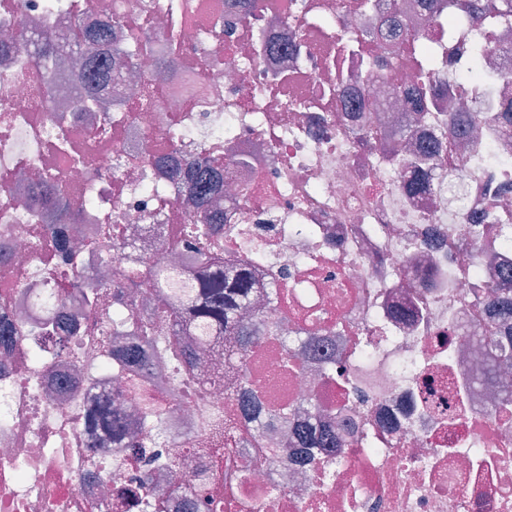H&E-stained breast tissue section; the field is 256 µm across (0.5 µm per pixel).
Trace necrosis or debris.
Listing matches in <instances>:
<instances>
[{
	"instance_id": "obj_1",
	"label": "necrosis or debris",
	"mask_w": 512,
	"mask_h": 512,
	"mask_svg": "<svg viewBox=\"0 0 512 512\" xmlns=\"http://www.w3.org/2000/svg\"><path fill=\"white\" fill-rule=\"evenodd\" d=\"M432 18L422 0H0V512H184L176 489L206 480L214 512H512V410L502 381L512 360L489 344L512 320L476 306L474 289L512 270L499 227L512 224V149L499 126L448 130V104L496 112L512 88V25L482 29L491 44L479 83L464 76L469 0ZM393 11L432 31L445 82L439 106L409 119L402 89L416 77L410 39L347 45ZM116 21L135 50L144 22L154 51L139 58L149 97L128 79L93 98L70 50L35 61L25 45L77 12ZM371 70L357 119L342 74ZM436 140L423 187L391 161L400 140ZM223 155L213 202L224 214L186 244L191 184L169 173L182 152ZM60 181L73 216L21 204L20 187ZM132 242L145 259L185 273L208 256L254 257L256 328L281 327L323 345L283 362L268 337L246 364L260 409L292 408L257 428L224 397V341L147 347L137 371L112 358L138 345L129 323L160 319L153 284L122 288ZM116 282L99 305L73 296L78 273ZM60 322L68 355L40 325ZM127 408L129 447L96 443L95 396ZM315 402L322 429L343 424L346 448L278 454ZM235 426L232 447L207 451L214 413ZM178 466L165 468L173 442Z\"/></svg>"
}]
</instances>
